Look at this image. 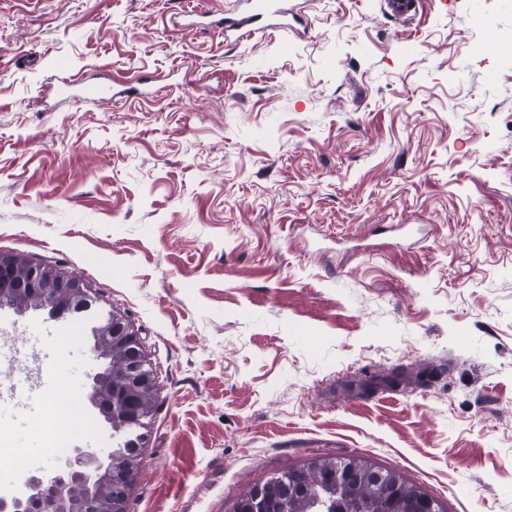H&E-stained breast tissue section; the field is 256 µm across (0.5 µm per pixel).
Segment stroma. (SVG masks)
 I'll list each match as a JSON object with an SVG mask.
<instances>
[{
    "label": "stroma",
    "mask_w": 512,
    "mask_h": 512,
    "mask_svg": "<svg viewBox=\"0 0 512 512\" xmlns=\"http://www.w3.org/2000/svg\"><path fill=\"white\" fill-rule=\"evenodd\" d=\"M0 0V252L86 313L0 310L54 405L0 399V496L112 429L94 323L138 331L159 407L130 512H227L310 459L364 457L445 512H512V0ZM115 84L90 105L82 84ZM247 8L244 16H234L225 14L215 23L221 29H224L225 39H230L232 35H245L248 32L242 30L253 23L275 24L276 28H287L289 9L287 1L282 0H246Z\"/></svg>",
    "instance_id": "35a3bbf8"
}]
</instances>
